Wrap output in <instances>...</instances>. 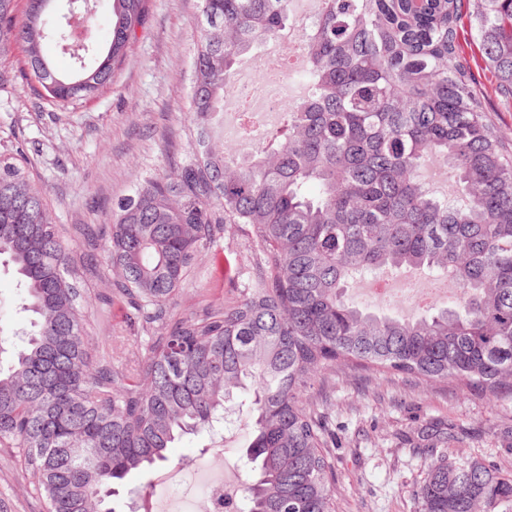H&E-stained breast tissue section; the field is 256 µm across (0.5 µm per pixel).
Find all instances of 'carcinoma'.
<instances>
[{"label": "carcinoma", "instance_id": "1", "mask_svg": "<svg viewBox=\"0 0 512 512\" xmlns=\"http://www.w3.org/2000/svg\"><path fill=\"white\" fill-rule=\"evenodd\" d=\"M0 0V57L24 52L0 85L22 83L65 105L112 84L149 0H112L111 39L95 36L90 0ZM188 121L198 150L121 199L106 225L112 298L143 333L134 366L85 339L77 267L89 255L51 223L41 190L0 153V255L28 296L32 330L0 366V446L17 449L48 512H116L114 484L168 460L187 434L224 420L233 391L252 394L255 471L246 512H335L330 436L304 399L338 366L455 382L488 398L512 383V140L485 112L460 50L463 19L512 99V0H321L300 51L313 91L281 107L285 125L245 157L219 131L237 60L292 21V0H200ZM54 38L76 63L46 59ZM448 164L464 204L422 182ZM226 224L246 228L242 296L193 319L167 304ZM438 270L454 304L402 319L366 312L349 281L382 269ZM418 439L434 449L448 428ZM420 512H512V473L431 459Z\"/></svg>", "mask_w": 512, "mask_h": 512}]
</instances>
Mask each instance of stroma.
Wrapping results in <instances>:
<instances>
[{
    "mask_svg": "<svg viewBox=\"0 0 512 512\" xmlns=\"http://www.w3.org/2000/svg\"><path fill=\"white\" fill-rule=\"evenodd\" d=\"M146 23L119 67L110 87L92 98L60 106L22 85L0 88V152L25 142V170L41 187L52 223L78 253L94 254L107 266V236L117 202L167 162L189 160L197 134L186 118L194 80V46L202 17L199 0H150ZM460 42L480 81L481 101L502 132L512 137V103L496 92L478 41L463 32ZM220 244L222 266L201 263L172 297L169 306L183 318L199 315L215 299L237 292L236 269L245 240L236 226L227 227ZM90 346L111 342L116 356L131 353L133 334L125 324L121 302L103 308L110 279L83 272ZM362 281L351 283L349 297L360 308L396 317L419 316L424 307H409L393 293L369 299ZM18 277L0 259V335L23 336L30 312ZM307 396L327 400V416L336 433L330 449L336 489V512H419L416 491L431 459L416 447L413 433L425 421L448 423L455 438L449 460L474 459L512 472V395L488 403L453 383H418L392 374L342 367L334 379L316 383ZM251 397L239 395L224 419V434L184 436L168 451L161 466L127 479L139 492L131 508L147 505L159 512L177 481H190L197 469L221 467L226 480L248 484L252 439L248 417ZM0 512H47L46 500L33 491L14 449L0 447Z\"/></svg>",
    "mask_w": 512,
    "mask_h": 512,
    "instance_id": "stroma-1",
    "label": "stroma"
}]
</instances>
